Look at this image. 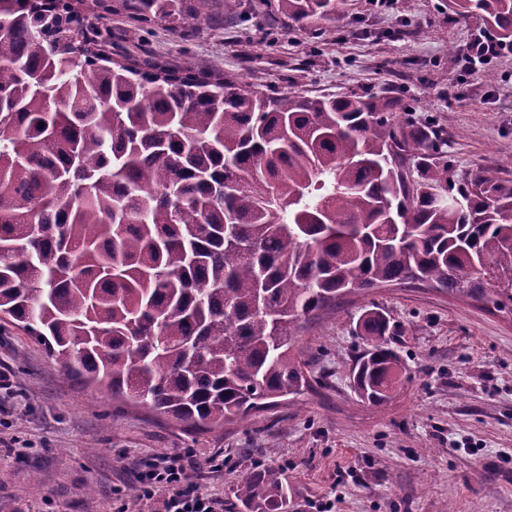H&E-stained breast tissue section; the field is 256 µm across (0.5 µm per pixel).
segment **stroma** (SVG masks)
I'll return each instance as SVG.
<instances>
[{"label": "stroma", "instance_id": "35a3bbf8", "mask_svg": "<svg viewBox=\"0 0 512 512\" xmlns=\"http://www.w3.org/2000/svg\"><path fill=\"white\" fill-rule=\"evenodd\" d=\"M113 57L208 65L258 94L380 95L402 122H434L459 178L512 181V51L464 72L448 56L482 33L449 0H339L329 30L274 0H214L181 31L98 20ZM389 320L405 371L394 399L354 392L364 310ZM312 380L295 399L215 430H188L63 375L45 346L0 325V512H148L134 488L159 452L192 453L191 482L234 512L256 465L282 469L288 512H512V301L426 283L347 295L301 333ZM222 469H215L216 459Z\"/></svg>", "mask_w": 512, "mask_h": 512}]
</instances>
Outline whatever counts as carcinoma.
<instances>
[{
    "label": "carcinoma",
    "mask_w": 512,
    "mask_h": 512,
    "mask_svg": "<svg viewBox=\"0 0 512 512\" xmlns=\"http://www.w3.org/2000/svg\"><path fill=\"white\" fill-rule=\"evenodd\" d=\"M0 0V315L64 373L192 430L308 382L292 339L349 293L429 282L512 301V183L455 175L432 123L388 100L266 98L206 67L118 60L82 10L181 26L212 0ZM512 46V0H451ZM294 23L336 0H277ZM373 405L402 367L359 319ZM244 512H288L267 468Z\"/></svg>",
    "instance_id": "1"
}]
</instances>
